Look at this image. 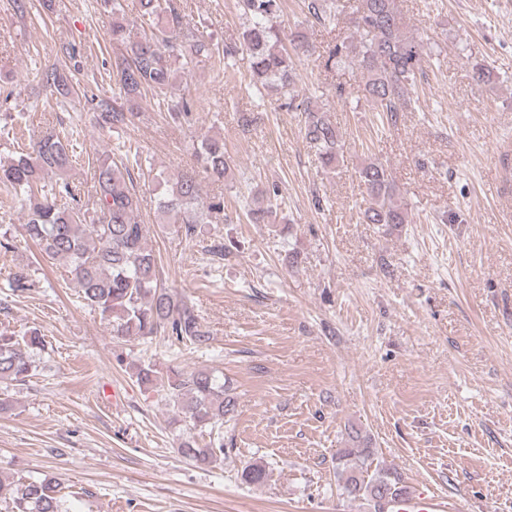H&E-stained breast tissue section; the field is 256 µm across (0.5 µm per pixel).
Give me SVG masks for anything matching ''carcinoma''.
I'll use <instances>...</instances> for the list:
<instances>
[{
    "mask_svg": "<svg viewBox=\"0 0 512 512\" xmlns=\"http://www.w3.org/2000/svg\"><path fill=\"white\" fill-rule=\"evenodd\" d=\"M112 3V41L125 48L127 58L117 66L115 89L131 102L148 92L167 106L173 120L192 122V104L186 98L182 77L189 73L193 58L210 53V43L184 26L183 17L171 0H138L141 16L158 25L151 36L133 40L127 33L124 0ZM251 24L240 43L224 47L225 60L243 51L250 57L253 86L273 88L286 98L294 84L291 52L309 53L314 46L299 29L290 31L283 42L277 18L282 0H240ZM308 13L326 27L337 21L330 0H309ZM355 46L337 44L328 52L326 68L345 66L362 76L364 91L373 108L383 113L387 124L396 125L401 113L412 108V92L423 75L422 62L428 55L423 42L410 37L401 23L395 0H358L353 18ZM46 95L56 100L72 95L73 85L59 66L52 64L41 73ZM304 134L321 167L333 172L339 166L341 134L321 107L303 102ZM131 117L118 112L109 100L98 102L97 125L120 129ZM202 171L219 181L231 166L224 138L213 136L196 149ZM75 149L68 136L50 132L35 142L31 151L0 161V187L29 203L24 224L26 236L52 260L63 262L67 278L79 288L82 298L96 307L101 318L112 325L117 336L141 339L170 335L177 341L204 343L209 333L187 303L178 299L158 280L157 259L148 248L149 225L139 220L143 198L133 185L123 160L98 157L92 167V191L88 201L81 188L67 181L75 163ZM58 178L47 189L46 178ZM358 177L367 194L362 212L365 224H380L385 230L412 223L411 213L400 200L388 168L377 159L366 161ZM283 200L282 189L273 183L252 194L244 215L253 224L277 223ZM157 212L167 224L184 225L192 237L199 224L211 223V214L224 212V198L205 204L196 172H185L159 195ZM43 344L38 334H0V381H23L33 370L30 349ZM137 381L161 386L174 416L184 418L206 431L209 441H187L181 453L201 465L224 459L223 437L213 435L217 426L234 415L237 399L230 385L207 369L189 375L171 367L161 378L149 365L139 366ZM369 446L343 448L337 453L338 481L344 494L379 505L400 490L398 482L384 472L369 473ZM268 468L248 463L241 469L243 483L261 486L269 479ZM0 499L12 503V512H64L63 497L50 480L0 481Z\"/></svg>",
    "mask_w": 512,
    "mask_h": 512,
    "instance_id": "cac0c4a2",
    "label": "carcinoma"
}]
</instances>
